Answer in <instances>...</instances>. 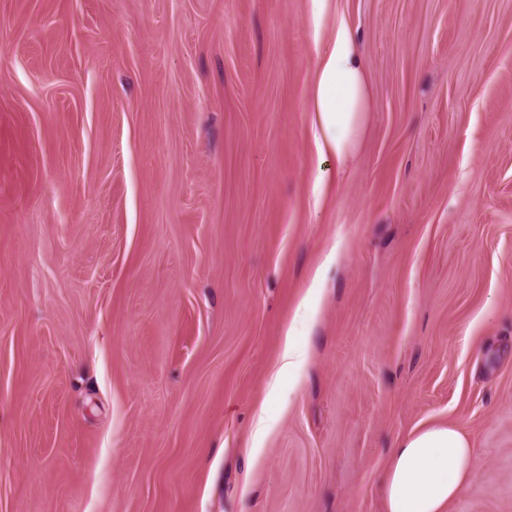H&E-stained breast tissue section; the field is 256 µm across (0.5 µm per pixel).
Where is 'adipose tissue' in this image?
Returning a JSON list of instances; mask_svg holds the SVG:
<instances>
[{"label":"adipose tissue","instance_id":"obj_1","mask_svg":"<svg viewBox=\"0 0 512 512\" xmlns=\"http://www.w3.org/2000/svg\"><path fill=\"white\" fill-rule=\"evenodd\" d=\"M369 87L352 30L339 26L312 77L317 149L344 168L368 110ZM467 436L457 427L429 425L400 437L384 474L386 512H446L476 474Z\"/></svg>","mask_w":512,"mask_h":512}]
</instances>
